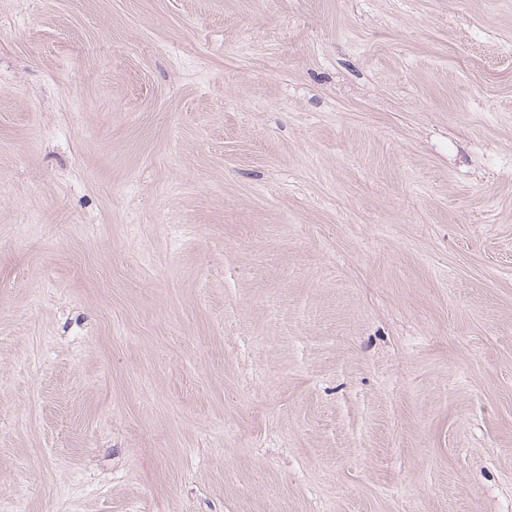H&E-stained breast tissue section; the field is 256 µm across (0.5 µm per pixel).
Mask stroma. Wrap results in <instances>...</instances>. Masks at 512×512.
Masks as SVG:
<instances>
[{
    "instance_id": "stroma-1",
    "label": "stroma",
    "mask_w": 512,
    "mask_h": 512,
    "mask_svg": "<svg viewBox=\"0 0 512 512\" xmlns=\"http://www.w3.org/2000/svg\"><path fill=\"white\" fill-rule=\"evenodd\" d=\"M0 512H512V0H0Z\"/></svg>"
}]
</instances>
